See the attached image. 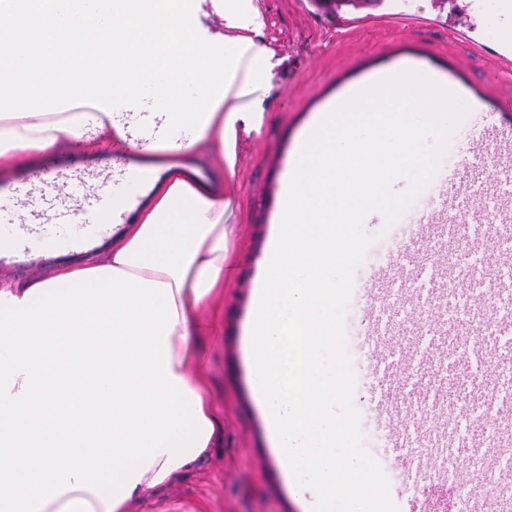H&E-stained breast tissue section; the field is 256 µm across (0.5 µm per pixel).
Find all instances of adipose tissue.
I'll return each mask as SVG.
<instances>
[{
  "instance_id": "adipose-tissue-1",
  "label": "adipose tissue",
  "mask_w": 512,
  "mask_h": 512,
  "mask_svg": "<svg viewBox=\"0 0 512 512\" xmlns=\"http://www.w3.org/2000/svg\"><path fill=\"white\" fill-rule=\"evenodd\" d=\"M0 5V173L86 137L211 147L235 172L241 100L268 81L252 0ZM106 262L0 287V512H126L208 455L222 426L199 341L218 323L234 227L224 199L162 165Z\"/></svg>"
}]
</instances>
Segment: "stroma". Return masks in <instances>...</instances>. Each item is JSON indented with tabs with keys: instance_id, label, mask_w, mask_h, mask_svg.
<instances>
[{
	"instance_id": "obj_1",
	"label": "stroma",
	"mask_w": 512,
	"mask_h": 512,
	"mask_svg": "<svg viewBox=\"0 0 512 512\" xmlns=\"http://www.w3.org/2000/svg\"><path fill=\"white\" fill-rule=\"evenodd\" d=\"M262 26L253 40L269 53L267 85L244 89L242 99L260 113L259 127L241 132L236 145L235 177L226 184L212 152L192 148L180 153L122 152L83 140H68L35 157L19 171L0 175V198L25 201L35 181L48 179L55 207L35 203L25 222L12 224L11 239L0 245V286L25 287L35 278L49 279L66 266L105 262L112 243L136 223L145 203L132 198L128 182L147 165L169 160L182 163L193 177L224 196V221L235 225L230 262L232 276L219 307L224 313L220 337L201 347L209 363L215 402L224 413V432L209 456L191 470L173 477L148 500H133L127 512H307L313 490L298 492L274 460L249 381L247 344L249 309L272 235L278 208L279 182L293 162V151L317 110L331 97L378 69L432 71L449 80L461 101L477 97L470 113L452 136L431 184L393 226L382 214H369L363 228L375 241L356 269L343 330L356 383L353 405L360 416L366 451L390 481V496L400 512H409L426 493L416 483L407 459L389 448L392 420L376 419L373 394L364 385L372 371V345L365 342L363 315L370 299V276L386 267L389 249L400 248L416 218L438 195L442 178L455 170L462 183L483 184L487 204L499 194L482 168L464 166L472 150L512 157V143L486 139L490 126L512 127V11L498 0H485L486 19L479 31L461 35L448 29V0H382L378 5L344 7L351 23L330 26L335 7L317 0H252ZM125 199L114 210L115 199ZM114 210V224L77 235L72 217L83 224L99 212ZM470 344L462 326L449 325L447 355L455 363L442 406L450 422L469 424L471 405L480 400L468 373Z\"/></svg>"
}]
</instances>
